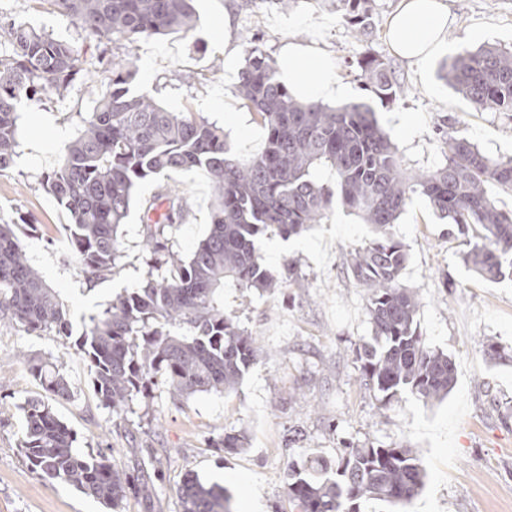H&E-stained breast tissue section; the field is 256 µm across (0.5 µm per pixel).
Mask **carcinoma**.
<instances>
[{
  "label": "carcinoma",
  "mask_w": 512,
  "mask_h": 512,
  "mask_svg": "<svg viewBox=\"0 0 512 512\" xmlns=\"http://www.w3.org/2000/svg\"><path fill=\"white\" fill-rule=\"evenodd\" d=\"M70 17L88 38L132 44L143 36L186 33L197 17L192 0H39ZM344 17L361 38L373 0H340ZM366 90L394 100L389 64L364 51L358 60ZM131 54L112 61L110 88L85 114L78 136L42 183L68 212L71 254L92 284L116 267L122 226L140 182L182 170L200 172L212 187L209 234L188 256L174 249L172 229L186 199L161 185L144 207L145 271L139 287L84 321L76 346L88 361L95 393L119 413L161 384L181 401L196 393L236 389L256 363L261 347L224 311V287L273 291L305 286L293 259L277 271L257 248L268 230L297 236L328 218L333 206L359 216L373 236L350 253L348 268L366 290L372 342L356 349L364 385L385 408L409 393L441 402L455 383L447 353L427 346L418 326L421 300L402 282L408 252L393 224L416 195L448 220L467 250L465 266L493 282L512 280V212L498 208L495 189L512 191V159L483 154L453 127L442 132L445 163L411 171L363 101L331 108L298 100L276 74L260 46L247 50L235 89L242 105L261 118L263 150L243 157L224 128L191 112H170L155 98L134 95ZM81 74L78 51L66 41L19 25L0 51V171L18 147L22 99L73 86ZM440 77L479 110L512 112V49L483 46L442 64ZM331 179L317 176L321 169ZM28 333L72 337L58 295L29 264L15 225L0 224V321ZM23 364L54 400H72L74 389L47 359ZM19 448L31 467L66 483L111 509L128 496L148 498L152 488L112 464V449L81 453L72 430L51 405L30 399L23 406ZM245 436L226 434L209 447L234 453ZM290 466L288 497L299 512H360L366 499L405 506L423 489L426 473L417 451L403 445L347 446L332 460ZM182 512H235L223 485L186 479L177 489Z\"/></svg>",
  "instance_id": "obj_1"
}]
</instances>
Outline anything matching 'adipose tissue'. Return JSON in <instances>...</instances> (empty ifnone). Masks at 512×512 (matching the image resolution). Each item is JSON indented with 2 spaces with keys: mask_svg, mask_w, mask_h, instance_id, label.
Segmentation results:
<instances>
[{
  "mask_svg": "<svg viewBox=\"0 0 512 512\" xmlns=\"http://www.w3.org/2000/svg\"><path fill=\"white\" fill-rule=\"evenodd\" d=\"M389 44L411 63L423 62L448 42V6L445 0H400L388 23ZM321 57L311 46L289 45L278 62L283 81L295 97L337 101L349 90L335 75L312 79Z\"/></svg>",
  "mask_w": 512,
  "mask_h": 512,
  "instance_id": "adipose-tissue-1",
  "label": "adipose tissue"
}]
</instances>
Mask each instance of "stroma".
<instances>
[{
	"label": "stroma",
	"instance_id": "stroma-1",
	"mask_svg": "<svg viewBox=\"0 0 512 512\" xmlns=\"http://www.w3.org/2000/svg\"><path fill=\"white\" fill-rule=\"evenodd\" d=\"M241 2L194 0L198 22L189 34L149 36L127 47L85 39L71 19L37 0H0V43H7L10 23L23 22L76 45L87 67L102 53L133 54L132 93L217 122L239 153L253 155L264 147L265 130L235 95L247 49L260 44L276 59L289 41L312 42L348 87L349 101L372 106L409 167L443 164L436 132L448 123L487 156L512 157V112L476 111L439 76L442 63L460 52L512 46V0H446L451 41L420 64L395 55L388 42V21L400 0H375L366 42L324 0H292L286 8L278 0H254L247 8ZM366 50L389 64L395 101L364 89L357 59ZM109 80L100 71L64 94L47 90L22 100L17 154L0 171V221L26 216L16 230L19 243L64 301L73 334L62 340L0 324V512H109L72 486L33 472L22 458L20 406L45 395L23 365L25 355L49 359L74 386V398L54 409L81 452L111 449L113 462L130 473L160 459L151 473L152 498H127L120 512H181L177 488L190 475L228 488L236 512H298L286 489L289 465L370 442L419 453L427 482L404 512H512V359L491 361L484 354L490 339L512 347V282L473 275L461 261L460 238L419 196L393 231L408 249L403 282L421 299L420 330L430 347L455 362L456 385L444 401L430 404L407 393L383 408L364 385L355 349L370 339L366 292L346 260L372 228L338 206L302 235L286 240L269 233L258 241L270 269L296 260L306 287L225 288V311L237 315L262 348L236 390L176 404L159 388L121 415L100 402L73 339L84 317L138 285L142 205L159 182L140 183L123 227L124 255L111 274L90 284L65 260L68 215L41 179L57 167ZM171 183L188 202L172 234L176 249L188 255L209 230L212 189L196 171L173 174ZM240 431L249 437L245 450L221 457L210 448L213 436Z\"/></svg>",
	"mask_w": 512,
	"mask_h": 512
}]
</instances>
